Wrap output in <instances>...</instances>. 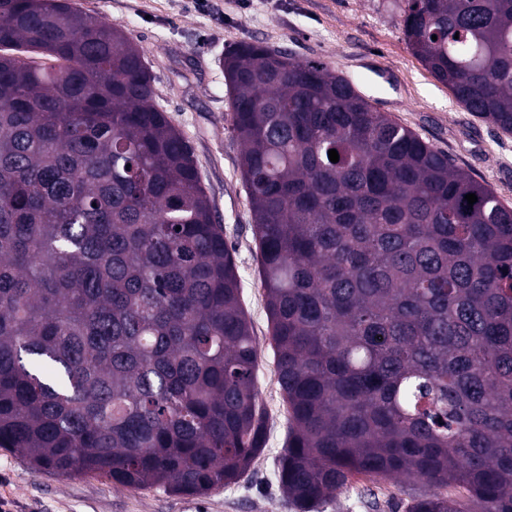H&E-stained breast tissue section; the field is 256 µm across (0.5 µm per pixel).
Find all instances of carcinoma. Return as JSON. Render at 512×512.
<instances>
[{
	"label": "carcinoma",
	"instance_id": "cac0c4a2",
	"mask_svg": "<svg viewBox=\"0 0 512 512\" xmlns=\"http://www.w3.org/2000/svg\"><path fill=\"white\" fill-rule=\"evenodd\" d=\"M389 6L458 103L511 134L512 0ZM223 67L283 493L315 512L357 475L406 476L403 512H512V207L321 63L242 42ZM153 82L69 0H0V448L205 496L263 449L258 349Z\"/></svg>",
	"mask_w": 512,
	"mask_h": 512
}]
</instances>
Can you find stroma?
<instances>
[{"label":"stroma","instance_id":"1","mask_svg":"<svg viewBox=\"0 0 512 512\" xmlns=\"http://www.w3.org/2000/svg\"><path fill=\"white\" fill-rule=\"evenodd\" d=\"M87 14L121 29L144 54L157 101L188 141L216 223L235 259L241 298L258 346L256 386L266 410L263 452L238 482L199 497L161 488L114 487L95 475L32 472L0 448V503L9 512H298L276 470L288 415L273 353L252 214L232 131L225 50L256 42L293 52L350 79L380 112L410 129L512 205V134L467 112L408 49L399 13L387 0H76ZM405 477L354 480L319 512H369L358 492L371 488L391 512Z\"/></svg>","mask_w":512,"mask_h":512}]
</instances>
